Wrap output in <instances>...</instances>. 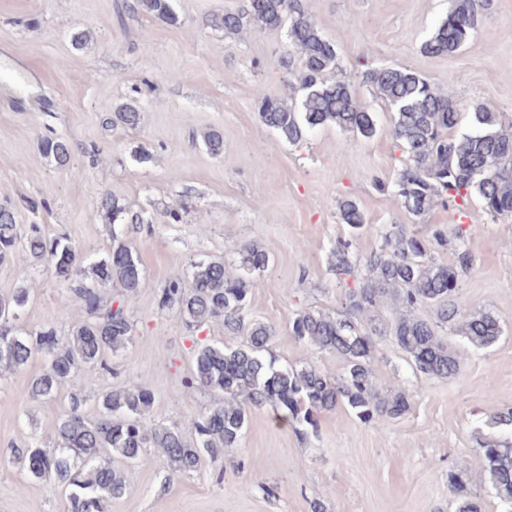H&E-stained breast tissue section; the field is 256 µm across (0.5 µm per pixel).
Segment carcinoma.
Segmentation results:
<instances>
[{
    "mask_svg": "<svg viewBox=\"0 0 512 512\" xmlns=\"http://www.w3.org/2000/svg\"><path fill=\"white\" fill-rule=\"evenodd\" d=\"M455 6L423 42L429 57L448 55L462 48L479 20L492 7V0H454ZM131 13L144 12L171 25L179 23L171 0H128ZM253 24L268 30H284L295 53L282 59L293 88L302 92L300 104H289L260 88L256 99L262 122L289 145L303 142L318 126L335 125L369 138L376 132L372 113L357 100L338 64L336 44L309 16L304 0H246L243 8L215 17L213 26L238 34ZM365 79L393 113L392 136L406 162L391 189L404 209L421 216L436 199L446 197L465 212L472 198L483 204L493 218L512 216V125L505 127L498 113L477 103L470 109L472 131L455 134L463 106L438 93L431 83L409 68L371 67ZM140 113L126 104L110 123L134 126ZM203 141L214 156L224 152V139L212 130ZM42 153L60 167L69 164L72 145L62 137L40 141ZM101 212L112 222L137 228L142 216L102 197ZM342 218L353 229L364 217L356 203L341 205ZM469 229L458 224L455 236L461 246L455 261L436 260L429 242L440 243L445 232L428 228L427 236L392 227L380 235V246L363 260L365 276L356 278L357 262L352 243L339 241L330 255L332 268L341 281L353 279L347 288L345 306L335 317L319 310H302L290 323V334L310 348L336 355L344 361L343 372L332 375L313 363L299 368L278 363L270 344L272 327L248 317V276L265 271L269 254L254 244L237 251L229 268L222 261L199 260L191 264L186 278L168 282L158 295L161 308L177 309L191 327L199 329L219 321L224 333L237 339L220 346L198 345L188 384L219 395L196 422V443H189L175 425H148L154 394L147 382L132 380L99 399V413L87 418L76 398L57 423L56 446L37 441L17 452L15 461L35 479H54L66 492L68 512H105L106 504L123 496L127 481L123 466L138 461L148 448H155L174 475L196 470L205 458L217 462L224 449L238 446L248 421V409L269 406L275 417L291 425L317 428L319 414L347 407L362 423L396 419L410 406L400 389L381 390L373 378L378 341L391 340L410 359L412 368L427 377L449 378L461 372L455 345L443 332L454 328L477 348L485 349L502 336L497 317L474 313L461 302V278L472 264L467 248ZM104 258L92 266L98 283L121 288L125 298L134 297L143 284V270L131 244L112 236ZM22 249L36 264H45L59 287L65 307L80 304L86 317L62 339L52 327L35 334H22L14 322L29 301L26 280H21L8 298H0V372L14 371L33 355L45 362L34 377L29 395L51 401L59 390L81 378L83 367L106 365L129 343L132 324L124 306L103 304L98 291L84 283L82 260L64 233L49 239L39 225L23 233L10 204H0V263ZM386 299L398 303L400 312L391 322H379L375 312ZM422 305L432 308L424 318L416 313ZM482 475L501 502L512 512V440L480 441ZM448 482L456 487V512H483L481 499L454 472Z\"/></svg>",
    "mask_w": 512,
    "mask_h": 512,
    "instance_id": "1",
    "label": "carcinoma"
}]
</instances>
